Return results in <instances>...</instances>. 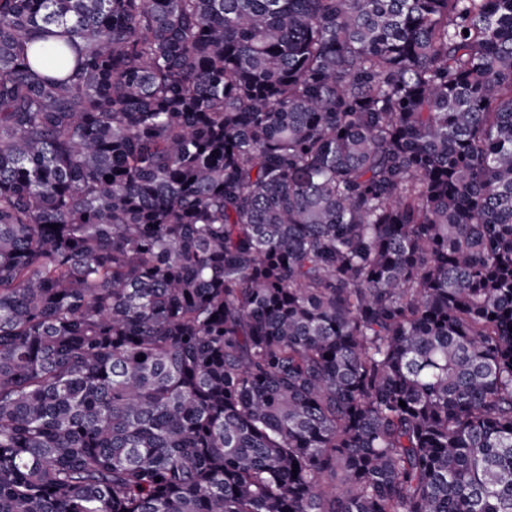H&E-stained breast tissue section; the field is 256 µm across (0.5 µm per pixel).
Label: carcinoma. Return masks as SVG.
Listing matches in <instances>:
<instances>
[{
    "mask_svg": "<svg viewBox=\"0 0 512 512\" xmlns=\"http://www.w3.org/2000/svg\"><path fill=\"white\" fill-rule=\"evenodd\" d=\"M0 512H512V0H0Z\"/></svg>",
    "mask_w": 512,
    "mask_h": 512,
    "instance_id": "cac0c4a2",
    "label": "carcinoma"
}]
</instances>
